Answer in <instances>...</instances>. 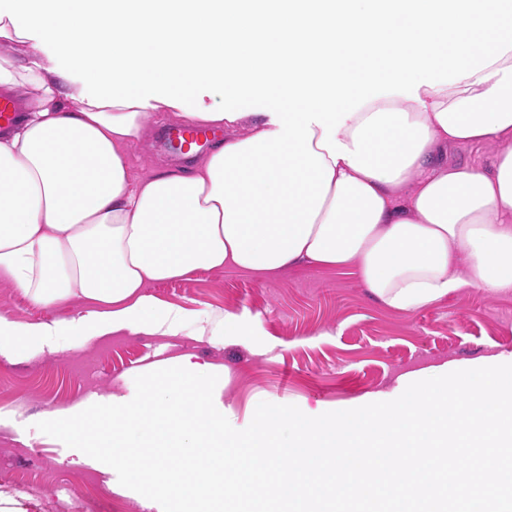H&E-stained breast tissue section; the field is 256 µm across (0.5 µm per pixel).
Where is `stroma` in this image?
I'll use <instances>...</instances> for the list:
<instances>
[{
	"instance_id": "obj_1",
	"label": "stroma",
	"mask_w": 512,
	"mask_h": 512,
	"mask_svg": "<svg viewBox=\"0 0 512 512\" xmlns=\"http://www.w3.org/2000/svg\"><path fill=\"white\" fill-rule=\"evenodd\" d=\"M176 120L159 115L131 146L133 176L177 170L188 160L166 150L162 137ZM161 303L200 313L227 311L249 325V336H150L122 330L79 350L39 353L23 363L0 356V490L20 512H80L83 497L106 494L121 512H153L146 499L112 491L111 474L36 428L89 394H131L141 367L158 354L196 355L224 366L226 408L249 425L259 403L300 408L339 407L392 390L403 375L442 363L466 365L512 353V293L490 297L465 288L410 314L372 299L349 272L302 266L270 276L224 269L149 286ZM71 299L52 307L28 302L0 278V313L25 322H50L92 309Z\"/></svg>"
}]
</instances>
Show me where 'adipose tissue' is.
I'll use <instances>...</instances> for the list:
<instances>
[{
  "label": "adipose tissue",
  "instance_id": "1",
  "mask_svg": "<svg viewBox=\"0 0 512 512\" xmlns=\"http://www.w3.org/2000/svg\"><path fill=\"white\" fill-rule=\"evenodd\" d=\"M506 0H0V355L134 327L245 335L148 285L236 267L348 269L415 312L466 287L512 293V13ZM230 134L133 178L159 114ZM489 143L490 165L448 159ZM96 308L94 303L81 299H71L53 307H40L28 302L6 279L0 278V313L25 322H51L76 316L86 310Z\"/></svg>",
  "mask_w": 512,
  "mask_h": 512
}]
</instances>
